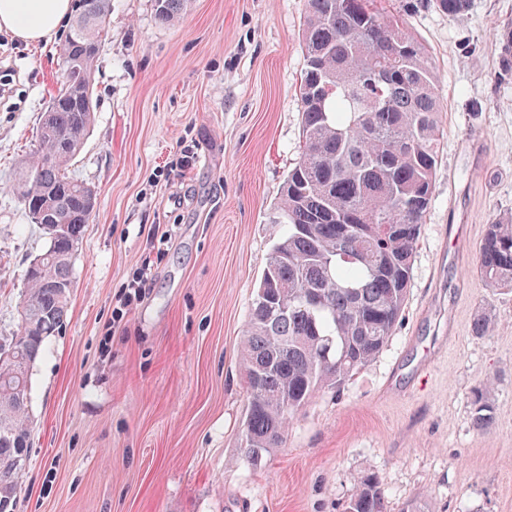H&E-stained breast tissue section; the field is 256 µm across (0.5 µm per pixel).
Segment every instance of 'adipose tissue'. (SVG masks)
I'll list each match as a JSON object with an SVG mask.
<instances>
[{"label":"adipose tissue","instance_id":"adipose-tissue-1","mask_svg":"<svg viewBox=\"0 0 512 512\" xmlns=\"http://www.w3.org/2000/svg\"><path fill=\"white\" fill-rule=\"evenodd\" d=\"M71 0H0V33L22 44L49 43L65 26Z\"/></svg>","mask_w":512,"mask_h":512}]
</instances>
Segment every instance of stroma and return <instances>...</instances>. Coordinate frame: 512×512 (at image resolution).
I'll use <instances>...</instances> for the list:
<instances>
[{
	"label": "stroma",
	"instance_id": "obj_1",
	"mask_svg": "<svg viewBox=\"0 0 512 512\" xmlns=\"http://www.w3.org/2000/svg\"><path fill=\"white\" fill-rule=\"evenodd\" d=\"M444 107L441 162L406 305L387 347L294 419L260 468L240 462V342L274 242L281 187L303 149L300 40L308 0H111L93 121L72 162L96 212L73 260L65 323L31 375L29 459L15 512H344L370 470L390 512H512V293L476 274L487 224L512 216V76L496 27L512 0H431L406 12ZM58 42L0 34V341L46 245L12 190L57 89ZM193 169L178 172L183 151ZM150 264L144 297L127 284ZM491 315L478 339L471 323ZM497 375V423L471 426L470 392Z\"/></svg>",
	"mask_w": 512,
	"mask_h": 512
}]
</instances>
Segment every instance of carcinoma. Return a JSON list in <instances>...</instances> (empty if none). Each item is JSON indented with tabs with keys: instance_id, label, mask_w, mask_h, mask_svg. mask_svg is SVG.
<instances>
[{
	"instance_id": "carcinoma-1",
	"label": "carcinoma",
	"mask_w": 512,
	"mask_h": 512,
	"mask_svg": "<svg viewBox=\"0 0 512 512\" xmlns=\"http://www.w3.org/2000/svg\"><path fill=\"white\" fill-rule=\"evenodd\" d=\"M111 0H76L59 48L61 79L42 112L38 147L14 189L41 215L48 258L26 270L20 328L0 343V504L14 501L29 456L31 369L63 326L72 260L96 207L69 166L92 122V80ZM187 0H155L157 19L176 21ZM301 31L306 69L299 87L303 150L281 190L272 247L242 341L249 395L240 459L257 468L284 447L296 414L321 390L340 389L387 346L409 293L413 257L439 162L440 100L426 47L377 0H308ZM452 18L468 0H434ZM501 71L512 74V24L495 29ZM48 145L55 158L44 159ZM477 272L512 291V218L487 225ZM316 298V303L307 296ZM493 330L479 315L472 335ZM490 378L470 392L472 427L496 425ZM345 512H388L377 478L364 473Z\"/></svg>"
}]
</instances>
